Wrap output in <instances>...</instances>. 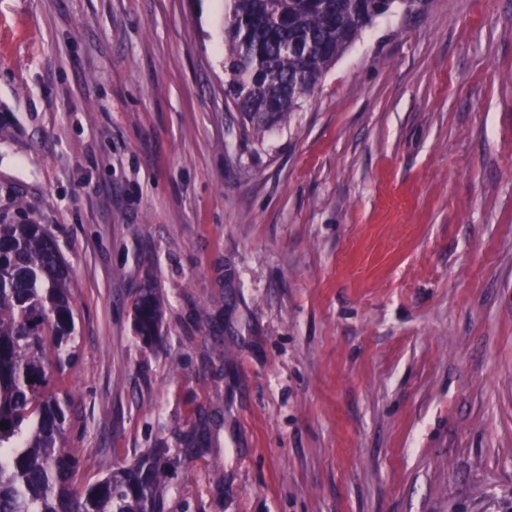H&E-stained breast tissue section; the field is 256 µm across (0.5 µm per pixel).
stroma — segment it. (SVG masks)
Segmentation results:
<instances>
[{
	"label": "stroma",
	"mask_w": 512,
	"mask_h": 512,
	"mask_svg": "<svg viewBox=\"0 0 512 512\" xmlns=\"http://www.w3.org/2000/svg\"><path fill=\"white\" fill-rule=\"evenodd\" d=\"M224 41V0H0V223L44 224L71 268L66 445L89 476L164 449L165 512H491L512 0L395 6L260 143ZM135 331L142 342L149 346L159 334L162 304L157 289L150 283L139 289L133 303Z\"/></svg>",
	"instance_id": "35a3bbf8"
}]
</instances>
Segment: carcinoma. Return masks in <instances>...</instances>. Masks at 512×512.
Masks as SVG:
<instances>
[{
	"label": "carcinoma",
	"mask_w": 512,
	"mask_h": 512,
	"mask_svg": "<svg viewBox=\"0 0 512 512\" xmlns=\"http://www.w3.org/2000/svg\"><path fill=\"white\" fill-rule=\"evenodd\" d=\"M424 0H228L226 98L261 142L312 94L324 71L396 3ZM70 271L44 225L0 224V512H164L173 463L159 449L95 480H79L80 449L63 444L73 414L49 390L53 371L76 356ZM149 346L162 304L150 283L133 303Z\"/></svg>",
	"instance_id": "cac0c4a2"
}]
</instances>
